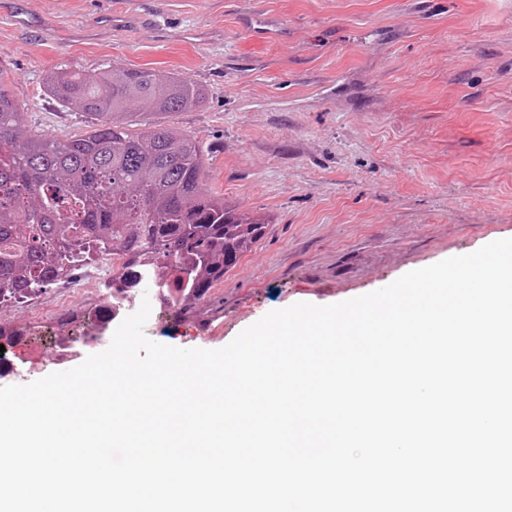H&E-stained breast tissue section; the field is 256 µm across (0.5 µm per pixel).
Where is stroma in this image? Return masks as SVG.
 <instances>
[{
	"label": "stroma",
	"mask_w": 512,
	"mask_h": 512,
	"mask_svg": "<svg viewBox=\"0 0 512 512\" xmlns=\"http://www.w3.org/2000/svg\"><path fill=\"white\" fill-rule=\"evenodd\" d=\"M251 13L275 36L250 33ZM112 64L206 86L205 108L143 121L196 138L206 183L270 218L191 314L149 316L155 342L220 349L271 311L346 301L512 238V0H0V73L25 135H85L89 117L46 79ZM43 302L0 308L29 330L0 386L104 351L52 360L73 304L57 288Z\"/></svg>",
	"instance_id": "stroma-1"
}]
</instances>
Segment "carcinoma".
Listing matches in <instances>:
<instances>
[{"label":"carcinoma","mask_w":512,"mask_h":512,"mask_svg":"<svg viewBox=\"0 0 512 512\" xmlns=\"http://www.w3.org/2000/svg\"><path fill=\"white\" fill-rule=\"evenodd\" d=\"M92 130L77 139L22 138L23 113L0 75V303L23 304L81 262L115 255L112 282L159 284L188 313L266 233L262 215L224 202L201 180L208 158L173 129L131 131L138 106L200 109L208 91L171 73L114 68L46 81ZM26 336L0 325V345Z\"/></svg>","instance_id":"cac0c4a2"}]
</instances>
